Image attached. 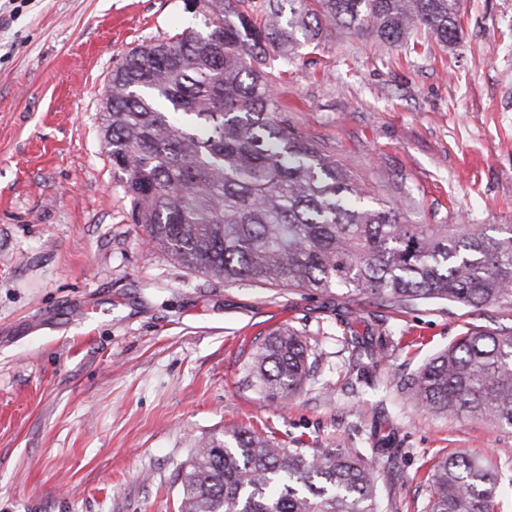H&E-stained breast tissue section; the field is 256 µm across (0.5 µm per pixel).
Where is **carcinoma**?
Segmentation results:
<instances>
[{
    "label": "carcinoma",
    "instance_id": "obj_1",
    "mask_svg": "<svg viewBox=\"0 0 512 512\" xmlns=\"http://www.w3.org/2000/svg\"><path fill=\"white\" fill-rule=\"evenodd\" d=\"M205 31L141 45L112 70L104 140L147 243L226 285L328 292L390 307L446 301L512 306V225L410 224L335 158L295 134L275 87L301 45L342 27L388 46L422 29L460 39V0H185ZM379 366L386 337L346 338ZM303 335L266 337L247 382L285 402L314 374ZM420 408L512 428V328H475L403 384ZM177 512H380L374 471L357 448L309 454L229 427L193 449ZM429 512H495L498 477L482 457L433 466Z\"/></svg>",
    "mask_w": 512,
    "mask_h": 512
}]
</instances>
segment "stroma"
Masks as SVG:
<instances>
[{"instance_id": "35a3bbf8", "label": "stroma", "mask_w": 512, "mask_h": 512, "mask_svg": "<svg viewBox=\"0 0 512 512\" xmlns=\"http://www.w3.org/2000/svg\"><path fill=\"white\" fill-rule=\"evenodd\" d=\"M458 44L333 30L277 86L297 134L412 224H512V0H462ZM203 27L184 0H0V512H177L202 440L238 426L306 452L368 454L383 512H428L433 464L485 455L512 512V428L439 416L402 383L512 307L403 309L344 291L210 280L149 251L103 138L112 71ZM384 326L389 360L344 343ZM292 327L317 357L288 403L247 384ZM390 456L372 455L378 438Z\"/></svg>"}]
</instances>
